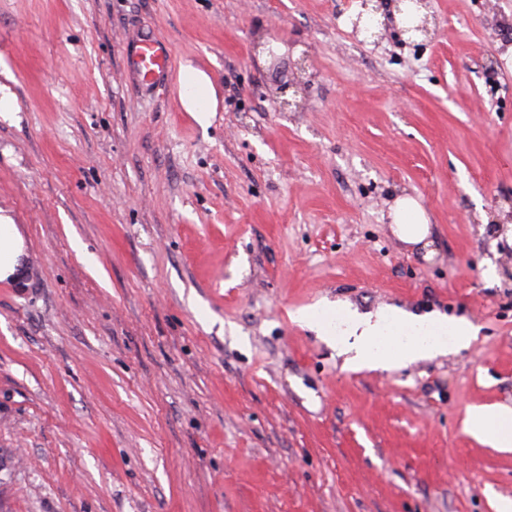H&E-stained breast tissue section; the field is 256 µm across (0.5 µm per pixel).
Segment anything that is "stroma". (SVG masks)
<instances>
[{"instance_id":"1","label":"stroma","mask_w":512,"mask_h":512,"mask_svg":"<svg viewBox=\"0 0 512 512\" xmlns=\"http://www.w3.org/2000/svg\"><path fill=\"white\" fill-rule=\"evenodd\" d=\"M0 0V512H496L512 453V0ZM172 63L154 92L127 40ZM283 62L273 67L264 45ZM215 90L207 123L183 66ZM290 83L280 109L277 86ZM416 197L429 249L389 207ZM468 319L459 350L354 369L299 309ZM126 65L133 72L138 89L142 93L152 91L171 61L169 45L155 37L133 41L125 56ZM24 242L10 216L0 215V280L22 279ZM467 432L484 440L492 448L512 452V409L501 406L473 408L464 423Z\"/></svg>"}]
</instances>
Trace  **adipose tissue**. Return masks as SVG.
Wrapping results in <instances>:
<instances>
[{"label": "adipose tissue", "mask_w": 512, "mask_h": 512, "mask_svg": "<svg viewBox=\"0 0 512 512\" xmlns=\"http://www.w3.org/2000/svg\"><path fill=\"white\" fill-rule=\"evenodd\" d=\"M180 86L185 106L206 120L214 100L209 79L187 66L180 73ZM389 216L401 242L417 245L427 239L429 218L416 198L398 196ZM23 254L24 242L12 218L0 215V280L22 279ZM295 319L345 355L348 366L359 368L391 369L444 355L467 345L473 334L467 319L415 317L392 306L362 314L342 303L318 304L299 311ZM464 428L490 446L512 452L511 408H473Z\"/></svg>", "instance_id": "1"}]
</instances>
